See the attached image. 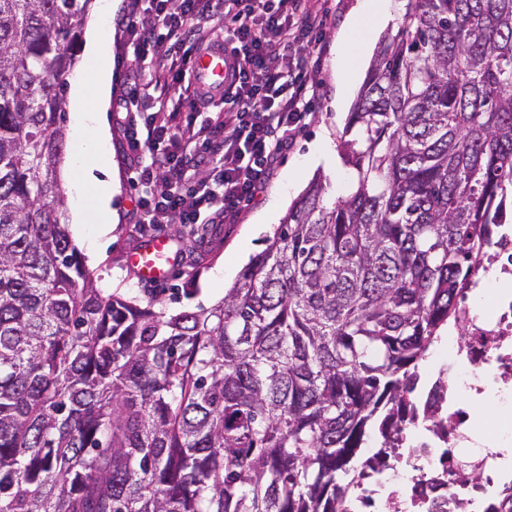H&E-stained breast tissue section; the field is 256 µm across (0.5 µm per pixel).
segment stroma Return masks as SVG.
<instances>
[{"mask_svg": "<svg viewBox=\"0 0 512 512\" xmlns=\"http://www.w3.org/2000/svg\"><path fill=\"white\" fill-rule=\"evenodd\" d=\"M326 3L329 15L322 27L323 54L309 76V115L300 132L279 154L263 191L239 209L233 223L199 224L194 233L185 234L181 262L170 281L156 290L144 285L136 270L126 263L127 254L141 241L133 217L137 196L130 183L131 161L126 154L124 129L111 124V152L119 171L121 194L118 217L112 224V242L99 264L90 269L95 288L106 294L120 293L141 305L158 301L169 313L211 307L223 298L225 288L232 286L249 260L266 247L264 238L249 233V223L255 215L265 214L271 226H278L291 203L317 176L326 182L329 197L352 192L354 172L344 162L314 165L308 160L312 144L323 133H330L333 141H340L347 120L346 113L334 108L338 91L336 41L357 0H326ZM104 36L112 56L111 95L117 98L133 89V73L142 60L133 45L121 36L116 20H109ZM65 143L59 172L64 199L69 205L80 204L89 218L86 224L70 226L69 233L89 243L93 240V222L98 218L94 197L89 192L75 194L69 169L83 142L70 127L66 130Z\"/></svg>", "mask_w": 512, "mask_h": 512, "instance_id": "stroma-1", "label": "stroma"}]
</instances>
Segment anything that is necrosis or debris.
<instances>
[{"instance_id":"necrosis-or-debris-1","label":"necrosis or debris","mask_w":512,"mask_h":512,"mask_svg":"<svg viewBox=\"0 0 512 512\" xmlns=\"http://www.w3.org/2000/svg\"><path fill=\"white\" fill-rule=\"evenodd\" d=\"M460 310L466 339L448 335L436 376L416 390L419 420L401 433L394 461L370 456L355 478L350 512H370L381 498L393 512H461L485 496L496 512H512V484L500 463L512 446V229L487 247ZM473 447L481 481L455 482L456 459Z\"/></svg>"}]
</instances>
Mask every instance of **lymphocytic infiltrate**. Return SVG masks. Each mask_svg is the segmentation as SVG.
I'll list each match as a JSON object with an SVG mask.
<instances>
[{
  "label": "lymphocytic infiltrate",
  "instance_id": "1",
  "mask_svg": "<svg viewBox=\"0 0 512 512\" xmlns=\"http://www.w3.org/2000/svg\"><path fill=\"white\" fill-rule=\"evenodd\" d=\"M152 18L143 30L140 11ZM320 0H132L119 21L144 62L137 90L116 99L138 190L135 221L158 229L176 221L230 223L240 204L262 190L280 152L308 112L310 57H295L299 42L320 50ZM230 21L222 37L221 21ZM226 40L224 106L205 122L194 110L206 102L190 75L187 45L204 52ZM149 101L150 111L139 109ZM211 180L192 191L194 170Z\"/></svg>",
  "mask_w": 512,
  "mask_h": 512
}]
</instances>
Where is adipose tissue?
Returning <instances> with one entry per match:
<instances>
[{"instance_id": "ef3b65f1", "label": "adipose tissue", "mask_w": 512, "mask_h": 512, "mask_svg": "<svg viewBox=\"0 0 512 512\" xmlns=\"http://www.w3.org/2000/svg\"><path fill=\"white\" fill-rule=\"evenodd\" d=\"M118 8L117 0H96L93 18L87 30L85 51L96 63L93 84L74 82L70 108L77 131L89 138L90 159H77L74 163L75 186L92 188L96 208L103 216L97 223L94 243L87 250L90 262H98L112 232L108 218L116 214L114 201L119 194L114 168L109 160V120L107 112L112 90V72L101 28ZM397 11L394 0H359L346 22L338 44L342 53H354L365 58L371 49L373 32L385 28Z\"/></svg>"}]
</instances>
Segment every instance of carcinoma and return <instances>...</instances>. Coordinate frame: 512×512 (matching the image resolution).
Wrapping results in <instances>:
<instances>
[{
  "label": "carcinoma",
  "mask_w": 512,
  "mask_h": 512,
  "mask_svg": "<svg viewBox=\"0 0 512 512\" xmlns=\"http://www.w3.org/2000/svg\"><path fill=\"white\" fill-rule=\"evenodd\" d=\"M92 0H0V512H346L352 461L512 209V0H408L315 179L221 301L103 294L58 164Z\"/></svg>",
  "instance_id": "carcinoma-1"
}]
</instances>
